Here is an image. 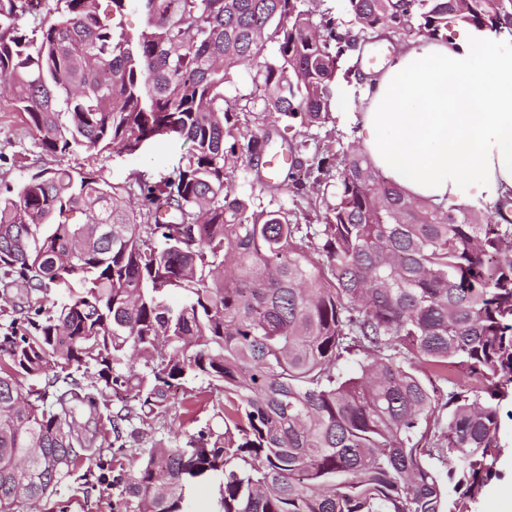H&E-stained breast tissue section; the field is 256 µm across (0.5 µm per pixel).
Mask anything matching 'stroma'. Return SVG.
Masks as SVG:
<instances>
[{"instance_id": "obj_1", "label": "stroma", "mask_w": 512, "mask_h": 512, "mask_svg": "<svg viewBox=\"0 0 512 512\" xmlns=\"http://www.w3.org/2000/svg\"><path fill=\"white\" fill-rule=\"evenodd\" d=\"M188 145L183 139L158 136L147 142L139 154L128 156L112 151L99 154L76 152L60 156L40 153L19 114L0 109V188L17 186L26 173L20 159L38 164L42 168H67L91 174L108 183L134 184L139 174L158 178L169 175ZM239 192L253 195L257 202L268 204L276 200L284 207L296 211L298 216H313V207L323 196L332 195V188L318 190L306 188L297 197L287 187L269 192L254 169L239 171L236 177ZM206 381L187 382L173 394L165 409L154 412L145 420H132L123 424L124 449L118 455L125 469H136L143 458V449L153 447L157 441H186L190 434L203 428L220 432L224 429L223 398L212 395L197 404L192 412H185L184 403L191 395L205 390ZM96 462L83 459L49 496L23 503L19 512H124L118 490L109 484H93L91 474Z\"/></svg>"}]
</instances>
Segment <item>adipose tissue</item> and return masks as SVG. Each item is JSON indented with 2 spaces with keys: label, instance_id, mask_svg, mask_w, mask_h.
I'll use <instances>...</instances> for the list:
<instances>
[{
  "label": "adipose tissue",
  "instance_id": "obj_1",
  "mask_svg": "<svg viewBox=\"0 0 512 512\" xmlns=\"http://www.w3.org/2000/svg\"><path fill=\"white\" fill-rule=\"evenodd\" d=\"M493 42L474 30L413 42L360 83L357 135L407 197L473 206L512 193V53ZM481 49L490 92L475 79Z\"/></svg>",
  "mask_w": 512,
  "mask_h": 512
}]
</instances>
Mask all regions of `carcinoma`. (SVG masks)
Segmentation results:
<instances>
[{"label": "carcinoma", "instance_id": "1", "mask_svg": "<svg viewBox=\"0 0 512 512\" xmlns=\"http://www.w3.org/2000/svg\"><path fill=\"white\" fill-rule=\"evenodd\" d=\"M346 10L358 31L305 0H0V106L41 152L190 143L173 176L138 177L141 210L127 186L63 168L0 193V313L8 289L26 296L0 326V512L51 494L56 464L85 455L126 512H190L207 473L222 479L219 512H473L499 477L512 197L494 216L446 209L407 197L363 149L330 145L305 170L318 187L336 179L314 224L234 185L267 154L268 117L333 121L338 72L361 81L340 61L362 34L446 40L452 19L512 39V0ZM129 12L144 17L138 34ZM242 67L264 88L259 111L224 95ZM199 378L224 397L223 432L150 448L134 471L104 462L84 411L119 390L163 407Z\"/></svg>", "mask_w": 512, "mask_h": 512}]
</instances>
